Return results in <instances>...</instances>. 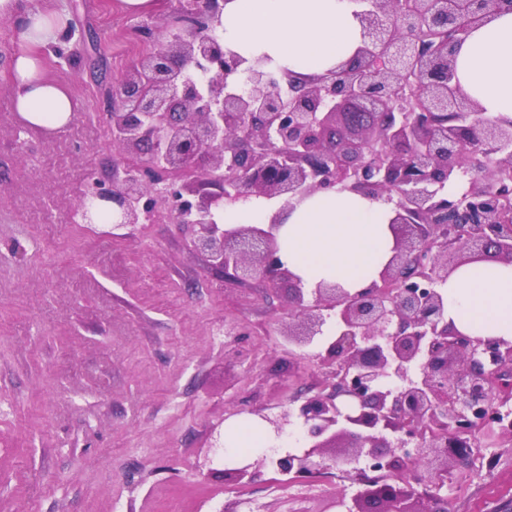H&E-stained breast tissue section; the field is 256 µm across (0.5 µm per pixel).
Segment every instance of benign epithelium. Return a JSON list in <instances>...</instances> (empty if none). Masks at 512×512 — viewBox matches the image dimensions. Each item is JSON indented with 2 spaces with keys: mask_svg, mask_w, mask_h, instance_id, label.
I'll list each match as a JSON object with an SVG mask.
<instances>
[{
  "mask_svg": "<svg viewBox=\"0 0 512 512\" xmlns=\"http://www.w3.org/2000/svg\"><path fill=\"white\" fill-rule=\"evenodd\" d=\"M511 1L369 0L356 55L304 80L225 48L219 0H181L182 25L112 86L113 144L148 155L153 176L127 164L106 182L89 176L82 218L119 229L164 203L225 280L288 283V346L308 349L336 326L316 354L317 392L256 412L277 438L301 423L303 449L227 468L228 483L244 488L269 463L294 480L332 463L360 485L347 512H448L453 466L480 452L467 425L490 408L489 436L512 438V394L492 406L512 341L460 332L443 295L463 264H512V216L499 206L512 197V119L483 117L453 82L457 47ZM475 141L490 150L481 167ZM324 190L392 204L393 255L353 293L304 288L279 256L277 223H224L225 208L253 197L292 207ZM362 462L386 475L365 476Z\"/></svg>",
  "mask_w": 512,
  "mask_h": 512,
  "instance_id": "7a95c632",
  "label": "benign epithelium"
}]
</instances>
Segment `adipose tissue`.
Masks as SVG:
<instances>
[{"mask_svg":"<svg viewBox=\"0 0 512 512\" xmlns=\"http://www.w3.org/2000/svg\"><path fill=\"white\" fill-rule=\"evenodd\" d=\"M357 0H226L218 30L245 58L267 56L274 68L301 77L335 70L360 44ZM22 15L21 48L9 63L16 112L45 130L64 127L76 110L70 94L48 80L40 47L56 42L69 15L21 0H0V17ZM456 78L488 117L512 118V9L471 31L459 45ZM279 216L281 259L305 287L335 282L368 286L392 255L390 206L350 192L321 191L294 208L254 199L226 209L228 224H267ZM449 321L472 336L512 339V264L471 263L448 280Z\"/></svg>","mask_w":512,"mask_h":512,"instance_id":"adipose-tissue-1","label":"adipose tissue"}]
</instances>
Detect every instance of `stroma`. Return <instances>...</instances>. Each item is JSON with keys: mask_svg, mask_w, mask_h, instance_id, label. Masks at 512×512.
<instances>
[{"mask_svg": "<svg viewBox=\"0 0 512 512\" xmlns=\"http://www.w3.org/2000/svg\"><path fill=\"white\" fill-rule=\"evenodd\" d=\"M36 2L72 16L60 52L41 53L77 110L52 134L26 126L8 68L19 21L0 18V512H343L356 488L338 470L292 482L268 466L240 489L213 445L228 419L281 413L320 377L289 362L283 294L216 275L166 208L112 239L73 215L87 174L123 160L106 116L134 62L123 45L172 26L177 0L135 15ZM105 238L109 253L92 249ZM442 493L451 512H512V439Z\"/></svg>", "mask_w": 512, "mask_h": 512, "instance_id": "1", "label": "stroma"}]
</instances>
